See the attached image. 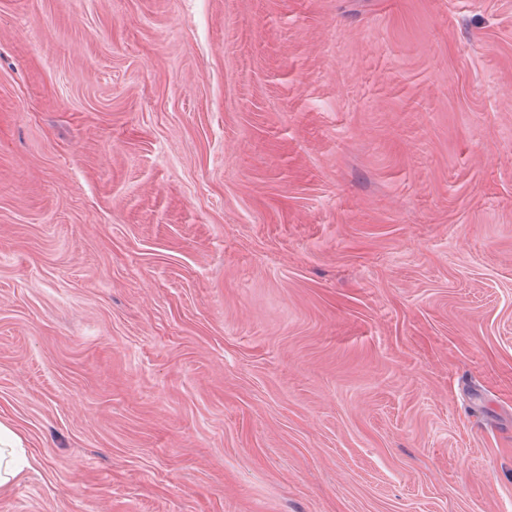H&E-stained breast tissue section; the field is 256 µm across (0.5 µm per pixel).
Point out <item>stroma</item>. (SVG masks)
I'll return each instance as SVG.
<instances>
[{
  "label": "stroma",
  "mask_w": 512,
  "mask_h": 512,
  "mask_svg": "<svg viewBox=\"0 0 512 512\" xmlns=\"http://www.w3.org/2000/svg\"><path fill=\"white\" fill-rule=\"evenodd\" d=\"M0 512H512V0H0ZM23 437L11 426L0 422V489L19 483L33 467Z\"/></svg>",
  "instance_id": "35a3bbf8"
}]
</instances>
